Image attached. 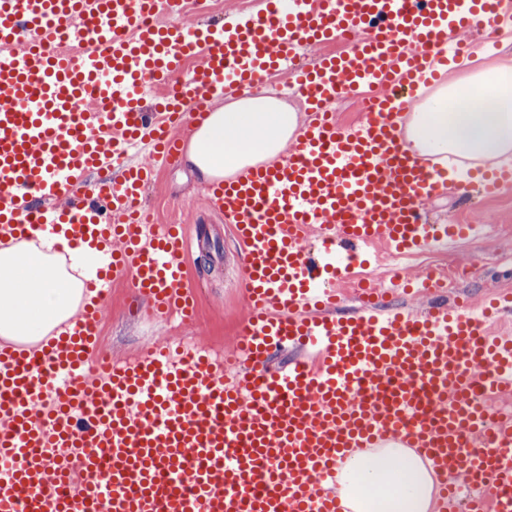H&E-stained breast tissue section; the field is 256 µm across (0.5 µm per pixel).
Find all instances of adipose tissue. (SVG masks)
Segmentation results:
<instances>
[{
  "mask_svg": "<svg viewBox=\"0 0 512 512\" xmlns=\"http://www.w3.org/2000/svg\"><path fill=\"white\" fill-rule=\"evenodd\" d=\"M300 128L297 112L277 98L242 97L211 112L190 138L188 162L210 182L276 158ZM420 159L454 154L476 161L512 155V66L480 71L440 86L417 105L404 128ZM60 241L12 240L0 247V340L33 347L64 332L79 312L86 283L108 257ZM338 494L349 512H433L434 470L410 448L352 449L340 463Z\"/></svg>",
  "mask_w": 512,
  "mask_h": 512,
  "instance_id": "1",
  "label": "adipose tissue"
}]
</instances>
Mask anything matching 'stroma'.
Returning a JSON list of instances; mask_svg holds the SVG:
<instances>
[{"label":"stroma","instance_id":"stroma-1","mask_svg":"<svg viewBox=\"0 0 512 512\" xmlns=\"http://www.w3.org/2000/svg\"><path fill=\"white\" fill-rule=\"evenodd\" d=\"M469 51L453 62L447 81L464 78L490 66H512V26L496 32L495 43L485 34L461 33ZM475 170L466 180L449 187L447 194L424 201L431 221L479 224L491 219L495 230L476 239L464 238L447 250H424L389 261H373L365 272L377 287H386L391 275L422 271L441 273L457 267L461 275L448 286L445 299H480L500 288L512 289V189L494 199L476 187ZM205 183L195 181L186 163L162 169L157 181L144 193L143 210L151 223L184 224L192 235L188 284L196 296L192 323L156 315L137 299L127 281L116 282L106 301L101 323L100 353L115 360L132 359L152 342L201 348L224 354L232 348L247 314L240 278L237 248L223 219L205 204Z\"/></svg>","mask_w":512,"mask_h":512}]
</instances>
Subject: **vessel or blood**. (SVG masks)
<instances>
[{"label": "vessel or blood", "mask_w": 512, "mask_h": 512, "mask_svg": "<svg viewBox=\"0 0 512 512\" xmlns=\"http://www.w3.org/2000/svg\"><path fill=\"white\" fill-rule=\"evenodd\" d=\"M257 6L188 26L182 0H0V240L50 234L110 255L64 333L0 347V512H342L340 460L392 444L437 480L482 474L470 512H512V416L495 407L512 394V338L492 335L483 308L438 303L429 272L395 282L432 298L426 309L335 313L337 256L466 232L427 221L420 203L447 173L407 152L402 126L463 49L459 33L511 20L512 0ZM68 38L85 49L59 51ZM280 73L308 116L295 145L207 188L242 258L231 355L154 342L132 361L98 359L117 279L155 313L194 318L186 226L146 223L134 204L178 159L182 129ZM346 98L365 104L348 127ZM137 149L148 161L130 162ZM505 184L512 165L482 177L489 196ZM290 347L312 360L271 370Z\"/></svg>", "instance_id": "1"}]
</instances>
